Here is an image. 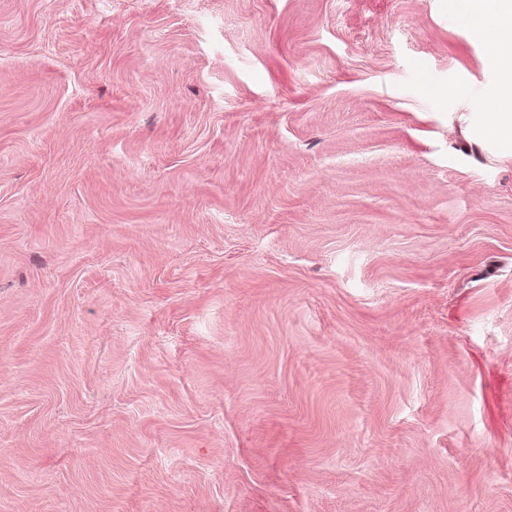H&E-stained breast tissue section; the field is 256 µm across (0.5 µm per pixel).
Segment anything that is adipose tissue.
Instances as JSON below:
<instances>
[{"label":"adipose tissue","mask_w":512,"mask_h":512,"mask_svg":"<svg viewBox=\"0 0 512 512\" xmlns=\"http://www.w3.org/2000/svg\"><path fill=\"white\" fill-rule=\"evenodd\" d=\"M456 14L485 36V50L500 72L483 115V133L512 145V0H458Z\"/></svg>","instance_id":"obj_1"}]
</instances>
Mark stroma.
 I'll return each instance as SVG.
<instances>
[{"label":"stroma","instance_id":"1","mask_svg":"<svg viewBox=\"0 0 512 512\" xmlns=\"http://www.w3.org/2000/svg\"><path fill=\"white\" fill-rule=\"evenodd\" d=\"M448 0H0V512H512V153Z\"/></svg>","mask_w":512,"mask_h":512}]
</instances>
